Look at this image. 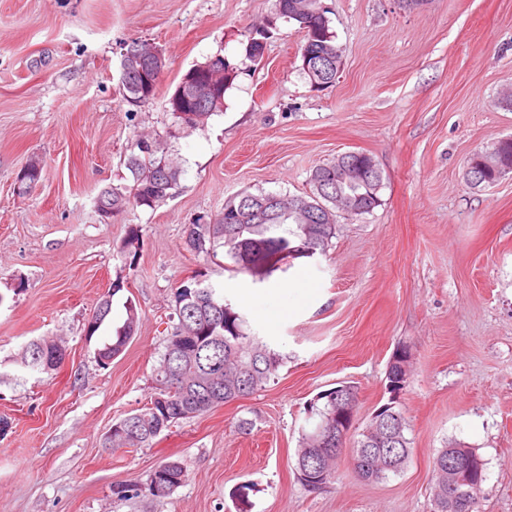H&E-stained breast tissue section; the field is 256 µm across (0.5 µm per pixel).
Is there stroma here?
<instances>
[{
    "mask_svg": "<svg viewBox=\"0 0 512 512\" xmlns=\"http://www.w3.org/2000/svg\"><path fill=\"white\" fill-rule=\"evenodd\" d=\"M325 2L342 66L318 90L299 71L295 24H279L260 63L244 59L276 0H0V512H431L433 459L452 440L488 462L482 512H512V178H464L473 153L512 136V111L498 104L512 87V0ZM144 39L162 46L166 68L156 98L132 107L120 54ZM216 54L243 66L221 113L176 125L169 96ZM142 136L168 138L180 185L157 209L104 222L96 196L129 183L122 160ZM348 151L375 158L381 202L338 215L326 254L258 282L225 256L187 248L186 225L228 198L309 194L312 170ZM34 158L42 178L19 194L17 175ZM134 224L131 254L121 246ZM200 273L285 363L253 395L164 430L151 447H105L113 423L149 403L173 291ZM301 275L307 287H294ZM107 294L112 315L87 335ZM129 300L138 331L100 366ZM260 308L286 314L268 324ZM37 339L63 343L60 368L19 364ZM404 345L405 471L366 482L344 456L335 481L309 491L294 465L310 400L341 381L356 386L362 430L388 398L387 366ZM167 460L187 472L170 497L113 496Z\"/></svg>",
    "mask_w": 512,
    "mask_h": 512,
    "instance_id": "stroma-1",
    "label": "stroma"
}]
</instances>
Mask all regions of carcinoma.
I'll return each instance as SVG.
<instances>
[{
  "label": "carcinoma",
  "instance_id": "1",
  "mask_svg": "<svg viewBox=\"0 0 512 512\" xmlns=\"http://www.w3.org/2000/svg\"><path fill=\"white\" fill-rule=\"evenodd\" d=\"M319 0H277V19L294 21L304 32L302 47L323 53L331 59L341 54L336 45V34L331 21H322L313 14ZM238 76V69L224 62V83L219 95L206 91L202 81L179 82L180 101L187 108L198 111L201 122L208 121L224 104L226 91ZM148 57H142L138 70L129 76L123 89L142 104L150 103L158 92L159 85H147ZM147 94H141L144 86ZM500 152L512 154V141L499 140L489 150L479 151L470 158V163L482 168V176L488 181L499 178L493 167L483 166L482 160L490 159ZM131 175V183L109 186L100 190L96 204L112 209V215L135 206L155 210L173 197L179 186L182 168L174 157L170 143L163 138H139L130 148L125 162ZM313 193L309 201L327 203L325 196L336 191V162L317 166L311 174ZM253 193L243 192L224 202L223 215L203 224L194 223L186 227L185 243L197 254L211 256L217 249L225 250L234 266L258 281L266 279L272 272L291 267L292 261L301 258L299 252L314 248L324 254L336 236V215L326 216L320 207L314 206L317 219L304 218L298 213L283 211L262 224H253L242 219L246 204ZM121 290L120 283L102 298L105 314L95 323L87 325V335H94L112 312V298ZM126 318L115 330L112 342L104 344L98 352L99 361L119 356L134 336L140 323L136 306L124 304ZM173 320L167 334L164 352L152 374L154 394L150 404L139 412L130 414L112 424V441L109 447L147 448L152 441L174 424L197 417L215 407L253 394L276 375L286 356L268 347L249 332L245 317L226 298L216 294L214 288L203 284L195 276L180 285L174 292ZM58 355L54 341L33 340L25 348L20 363L32 370H44L45 360ZM336 410V388L319 395L308 405L311 417L320 421ZM406 418L396 428L397 440L394 448L404 459H409L412 439L408 436ZM316 429L302 432L300 450L295 470L301 473L302 466L315 464L320 456L314 436ZM368 436L361 433L354 439L351 457L357 475L364 481H377L390 473L399 474L403 468L392 471L374 470L371 457L362 455L359 448ZM186 478V469L178 460L158 464L148 474L146 482H130L113 487L112 494L120 499H132L148 492L157 500H164L179 488ZM432 512H448V449L438 451L433 461ZM165 488L158 494L154 486Z\"/></svg>",
  "mask_w": 512,
  "mask_h": 512
}]
</instances>
